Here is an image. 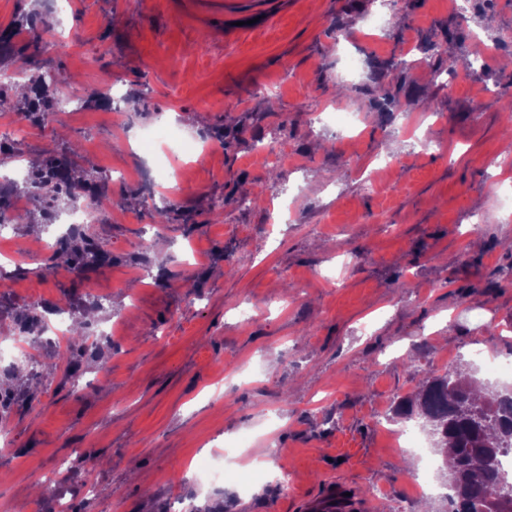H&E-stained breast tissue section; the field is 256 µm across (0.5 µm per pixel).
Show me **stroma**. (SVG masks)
Listing matches in <instances>:
<instances>
[{
	"label": "stroma",
	"instance_id": "obj_1",
	"mask_svg": "<svg viewBox=\"0 0 512 512\" xmlns=\"http://www.w3.org/2000/svg\"><path fill=\"white\" fill-rule=\"evenodd\" d=\"M68 2L66 49L43 50L40 64L82 87L111 73L123 109L77 104L51 135L21 140L20 165L73 146L98 157L112 207L91 231L112 261L84 272L49 251L33 261L34 234L15 230L21 267L0 282V320L34 300L98 301L89 325L111 323L112 337L83 358V389L55 346L39 358L49 379L0 375L19 397L5 414L0 512H55L60 494L79 512H169L175 497L199 512H296L330 478L365 497L383 487L387 512H448L412 487L392 410L429 374L474 361L484 379L489 361L512 360V215L486 165L506 142L494 90L512 84L500 65L512 58V0H468L462 14L448 0ZM256 12L262 25L241 24ZM428 42L459 59L490 50V68L437 74L419 63ZM405 56L415 64L381 111L372 78ZM326 106L356 113L358 131L310 127ZM160 121L197 151L170 163L144 153ZM382 142L400 155L385 178L351 170ZM262 144L287 164H259ZM161 204L171 223H153ZM345 252L358 260L341 278ZM142 266L153 280H138ZM242 302L254 322H240ZM228 364L241 372L221 377ZM327 385L334 399L313 409ZM241 441L291 470L292 491L268 478L245 494L231 475L180 480L189 461ZM76 448L82 460L39 492Z\"/></svg>",
	"mask_w": 512,
	"mask_h": 512
}]
</instances>
